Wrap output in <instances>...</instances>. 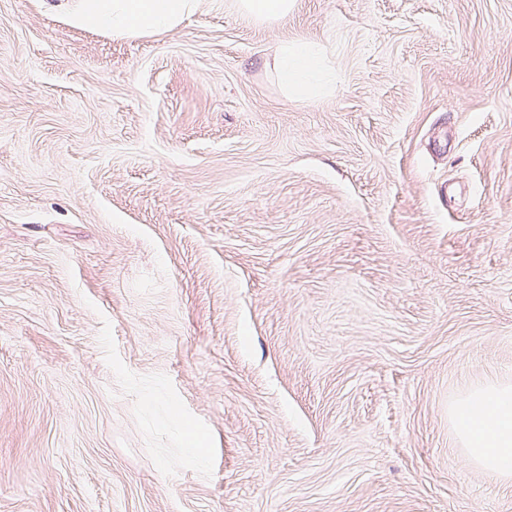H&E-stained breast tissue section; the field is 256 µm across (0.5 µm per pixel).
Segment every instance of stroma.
Here are the masks:
<instances>
[{
    "label": "stroma",
    "instance_id": "35a3bbf8",
    "mask_svg": "<svg viewBox=\"0 0 512 512\" xmlns=\"http://www.w3.org/2000/svg\"><path fill=\"white\" fill-rule=\"evenodd\" d=\"M55 2L0 0V512H512L448 421L512 380V0ZM205 0H78L67 17L73 25L127 39L169 32ZM236 8L256 21L275 22L292 11L296 0H235ZM278 75L287 93L303 95L329 83L332 74L325 67L320 49L296 40L279 48Z\"/></svg>",
    "mask_w": 512,
    "mask_h": 512
}]
</instances>
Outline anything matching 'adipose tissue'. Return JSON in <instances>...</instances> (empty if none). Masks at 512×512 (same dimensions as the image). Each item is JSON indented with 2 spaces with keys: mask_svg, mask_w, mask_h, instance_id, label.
<instances>
[{
  "mask_svg": "<svg viewBox=\"0 0 512 512\" xmlns=\"http://www.w3.org/2000/svg\"><path fill=\"white\" fill-rule=\"evenodd\" d=\"M204 0H78L67 16L73 25L118 39L179 27ZM278 75L286 92L303 95L329 83L319 48L297 40L279 48ZM466 459L512 481V382L491 380L466 392L448 409Z\"/></svg>",
  "mask_w": 512,
  "mask_h": 512,
  "instance_id": "obj_1",
  "label": "adipose tissue"
}]
</instances>
